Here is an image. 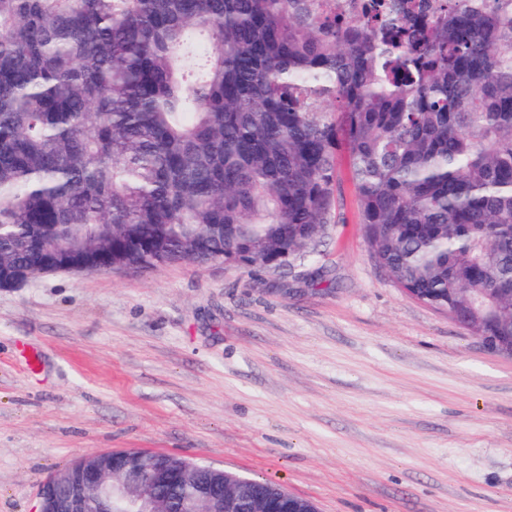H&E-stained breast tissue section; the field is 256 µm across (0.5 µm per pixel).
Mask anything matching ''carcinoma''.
Returning <instances> with one entry per match:
<instances>
[{
	"mask_svg": "<svg viewBox=\"0 0 512 512\" xmlns=\"http://www.w3.org/2000/svg\"><path fill=\"white\" fill-rule=\"evenodd\" d=\"M342 157L375 261L512 336V0H0L1 279L302 255Z\"/></svg>",
	"mask_w": 512,
	"mask_h": 512,
	"instance_id": "cac0c4a2",
	"label": "carcinoma"
}]
</instances>
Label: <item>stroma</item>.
Wrapping results in <instances>:
<instances>
[{
  "label": "stroma",
  "instance_id": "35a3bbf8",
  "mask_svg": "<svg viewBox=\"0 0 512 512\" xmlns=\"http://www.w3.org/2000/svg\"><path fill=\"white\" fill-rule=\"evenodd\" d=\"M338 223L277 268L184 261L0 289V512L138 449L317 512H512V358L418 302Z\"/></svg>",
  "mask_w": 512,
  "mask_h": 512
}]
</instances>
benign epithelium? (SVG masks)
I'll return each instance as SVG.
<instances>
[{
	"label": "benign epithelium",
	"instance_id": "benign-epithelium-1",
	"mask_svg": "<svg viewBox=\"0 0 512 512\" xmlns=\"http://www.w3.org/2000/svg\"><path fill=\"white\" fill-rule=\"evenodd\" d=\"M127 451L95 452L73 461L43 484L37 512H161L157 501L169 481L189 477L193 464L172 459L165 470H147L126 462ZM213 489L194 497L188 512H224V470H215Z\"/></svg>",
	"mask_w": 512,
	"mask_h": 512
}]
</instances>
